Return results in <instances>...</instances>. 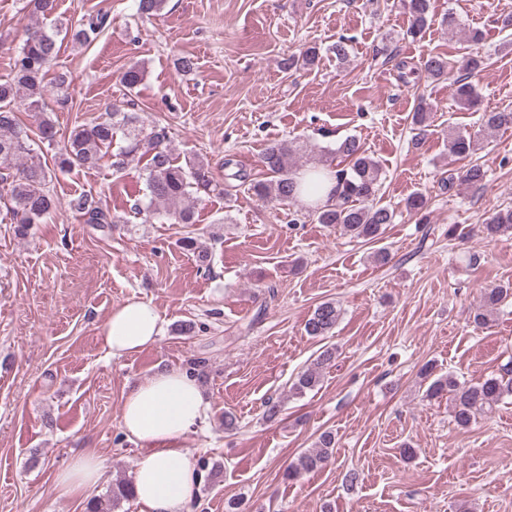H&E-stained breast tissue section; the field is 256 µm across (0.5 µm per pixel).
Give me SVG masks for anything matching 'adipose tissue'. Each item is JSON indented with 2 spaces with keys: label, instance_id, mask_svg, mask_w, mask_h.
I'll use <instances>...</instances> for the list:
<instances>
[{
  "label": "adipose tissue",
  "instance_id": "ef3b65f1",
  "mask_svg": "<svg viewBox=\"0 0 512 512\" xmlns=\"http://www.w3.org/2000/svg\"><path fill=\"white\" fill-rule=\"evenodd\" d=\"M160 332L156 308L133 298L112 310L103 325V342L112 355H131L154 344ZM209 409L196 379L178 368L158 372L127 392L122 427L139 448L132 486L140 512H194L197 462L182 440ZM104 477L99 456L83 451L55 472L54 483L67 496L96 487Z\"/></svg>",
  "mask_w": 512,
  "mask_h": 512
}]
</instances>
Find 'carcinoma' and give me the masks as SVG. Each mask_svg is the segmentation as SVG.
I'll list each match as a JSON object with an SVG mask.
<instances>
[{
  "label": "carcinoma",
  "mask_w": 512,
  "mask_h": 512,
  "mask_svg": "<svg viewBox=\"0 0 512 512\" xmlns=\"http://www.w3.org/2000/svg\"><path fill=\"white\" fill-rule=\"evenodd\" d=\"M404 8L410 15L407 33L420 34L428 22L430 0H403ZM108 16L96 14L84 23L70 29L71 40L79 45H89L107 27ZM59 47L54 34L41 27L27 29V36L15 58L11 73L0 78V186L6 190L14 234L25 237L35 224L56 206L55 196L48 184L52 180L50 170L41 159L33 154L30 136L21 125L19 106L23 105L38 117L39 138L48 143L56 140L57 131L52 120L44 113L46 85L45 76L58 57ZM315 46L303 49L299 55L286 62L287 67H311L318 59ZM482 57L469 58L467 72L457 78V99L460 104L473 103L475 88L471 78L480 69ZM426 76L441 79L448 75V61L433 55L424 63ZM145 77V69L139 63L127 67L121 76V83L128 91L139 87ZM512 126V110L486 112L483 115V131L492 132ZM122 132L125 145L112 151L114 136ZM478 146V139L466 134L448 137L449 153L458 157L472 155ZM303 146L295 141H273L265 148L262 164L267 177L249 184V190L261 199L296 205L306 199L311 203L313 216L320 224L336 226L345 234L364 240H377L387 225L394 223V210L381 206L376 193L381 185L382 168L355 137H348L336 146V157L347 163L336 168V201L321 204L315 196L319 194L321 179L326 166H315L307 177L300 176L297 163ZM110 156L112 169L121 172L134 162L147 159L146 190L152 204L168 206L166 215L174 224L196 223V205L204 195L216 190L208 164L202 160L177 162L168 144L165 128H154L149 132L138 126L134 112L115 110L107 116L75 127L69 134L64 152L55 158L56 169L69 172L76 168L96 166L105 156ZM73 208L80 214L83 223L99 228H109L121 223L118 216L103 209L91 197L83 195L72 201ZM487 234L512 235V209H503L485 222ZM180 247L193 254L196 261L206 265L209 261L208 248L200 238L185 236ZM509 296V289L495 286L482 293L485 312L475 316V321L488 322V312ZM340 309L332 301L320 303L305 323L307 335L327 336L336 327ZM335 358L333 349L323 350L314 365L303 371L292 384V390L303 394L314 389L320 381V368ZM452 395L454 420L461 428L468 427L475 416L493 409L503 398L512 396V366H503L502 373L491 376L477 384L459 381L448 374L434 379L427 388L426 396L434 397L443 393ZM336 435L323 432L317 448L302 453L297 461L288 466L286 476L296 477L307 471L317 470L332 456ZM133 497L131 482L120 479L103 497L94 499L89 512H112L120 501Z\"/></svg>",
  "instance_id": "obj_1"
}]
</instances>
